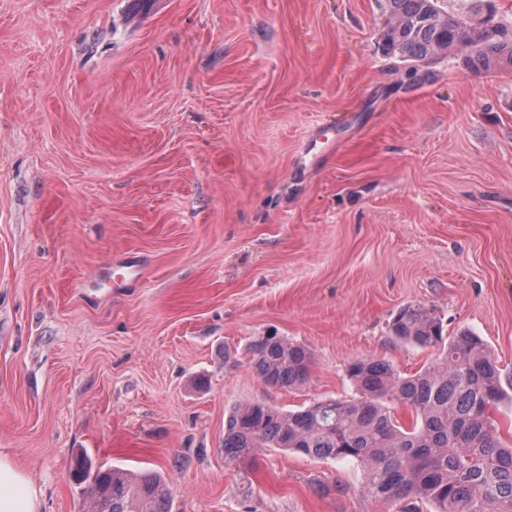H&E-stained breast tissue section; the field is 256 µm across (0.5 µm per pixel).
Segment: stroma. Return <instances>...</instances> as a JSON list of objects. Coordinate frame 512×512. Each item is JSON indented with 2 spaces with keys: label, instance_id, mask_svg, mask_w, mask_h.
I'll return each mask as SVG.
<instances>
[{
  "label": "stroma",
  "instance_id": "obj_1",
  "mask_svg": "<svg viewBox=\"0 0 512 512\" xmlns=\"http://www.w3.org/2000/svg\"><path fill=\"white\" fill-rule=\"evenodd\" d=\"M388 18L0 0V448L42 512H79L78 448L160 472L172 512H388L349 460L225 462L231 406L350 397L360 356L415 373L437 351L393 337L406 306L512 374V63L399 61ZM129 255L141 280L89 287ZM272 330L311 354L300 390L248 365Z\"/></svg>",
  "mask_w": 512,
  "mask_h": 512
}]
</instances>
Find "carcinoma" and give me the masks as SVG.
<instances>
[{"label":"carcinoma","instance_id":"1","mask_svg":"<svg viewBox=\"0 0 512 512\" xmlns=\"http://www.w3.org/2000/svg\"><path fill=\"white\" fill-rule=\"evenodd\" d=\"M387 2L383 48L403 62L448 54L464 58L471 71H486L512 59V39L472 45L445 0ZM391 330L406 344L438 349V358L402 376L382 359L356 357L347 366L348 399L314 400L295 411L263 401L234 405L224 424V459L240 463L264 448L291 449L356 462L364 490L399 512H421L420 502L431 512H512V444L501 440L491 417L512 380H504L481 337L465 330L450 340L425 309H401ZM247 353L270 387L307 381V349L274 332L251 341ZM399 407L410 412L409 423L398 418ZM72 477L84 490L82 512H170L172 492L159 472L96 469L81 452Z\"/></svg>","mask_w":512,"mask_h":512}]
</instances>
